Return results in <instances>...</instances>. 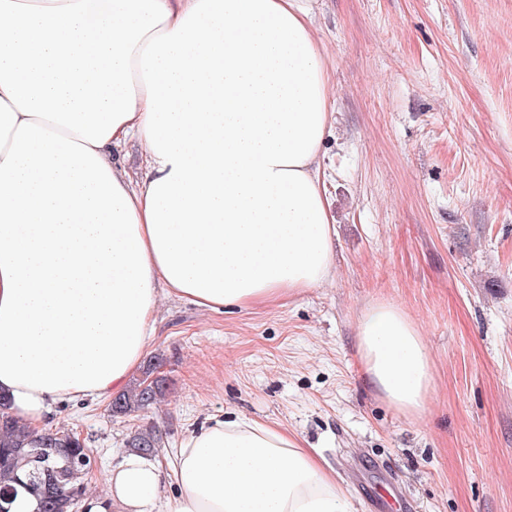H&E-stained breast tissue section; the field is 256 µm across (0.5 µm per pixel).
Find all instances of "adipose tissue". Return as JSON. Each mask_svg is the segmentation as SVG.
Returning <instances> with one entry per match:
<instances>
[{
	"label": "adipose tissue",
	"mask_w": 512,
	"mask_h": 512,
	"mask_svg": "<svg viewBox=\"0 0 512 512\" xmlns=\"http://www.w3.org/2000/svg\"><path fill=\"white\" fill-rule=\"evenodd\" d=\"M312 0H0V394L32 435L52 403L126 389L161 295L203 309L326 281L331 120ZM139 176L111 156L129 141ZM365 375L421 417L428 348L370 306ZM176 492L161 498L165 480ZM89 512H349L279 424L218 420L172 469L126 455Z\"/></svg>",
	"instance_id": "ef3b65f1"
}]
</instances>
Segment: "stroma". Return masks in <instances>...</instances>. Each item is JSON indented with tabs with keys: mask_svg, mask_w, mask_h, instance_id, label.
Segmentation results:
<instances>
[{
	"mask_svg": "<svg viewBox=\"0 0 512 512\" xmlns=\"http://www.w3.org/2000/svg\"><path fill=\"white\" fill-rule=\"evenodd\" d=\"M332 85L320 173L336 229L324 284L249 308L161 299L165 398L128 417L52 404L84 435L87 495L136 428L172 462L217 419L279 423L316 449L350 512H512V0H315ZM400 308L429 350L422 419L370 386L358 322Z\"/></svg>",
	"mask_w": 512,
	"mask_h": 512,
	"instance_id": "35a3bbf8",
	"label": "stroma"
}]
</instances>
